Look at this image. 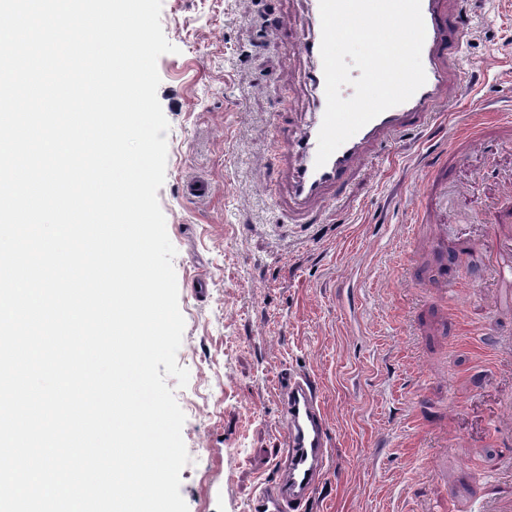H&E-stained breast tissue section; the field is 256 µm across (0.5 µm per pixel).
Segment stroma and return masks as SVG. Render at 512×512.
I'll list each match as a JSON object with an SVG mask.
<instances>
[{"label": "stroma", "mask_w": 512, "mask_h": 512, "mask_svg": "<svg viewBox=\"0 0 512 512\" xmlns=\"http://www.w3.org/2000/svg\"><path fill=\"white\" fill-rule=\"evenodd\" d=\"M277 19L295 31L311 23L303 0H162L161 25L177 48L157 62L169 122L157 196L185 320L177 358L189 381H167L186 416L181 495L188 512H246L283 452L281 377L307 372L322 387L332 448L306 512H476L481 461L512 440V422L491 426L512 409V369L471 391L474 355L457 346L459 324L427 290L430 227L408 239L403 227L424 189L422 160L447 149L460 117L512 111V0H473L461 66L476 83L440 105L426 133L377 152L346 194L319 204L317 224L275 202L287 194L288 163H271L274 126L305 124L312 110L309 61L266 35ZM511 173L512 142L461 156L448 200V232L472 248L455 266L458 297L487 308L488 336L506 350L512 306L491 286L492 228L475 203ZM198 183L207 194L192 193ZM409 377L446 406L431 434L400 421ZM218 477L223 496L205 499Z\"/></svg>", "instance_id": "35a3bbf8"}]
</instances>
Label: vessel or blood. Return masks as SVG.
<instances>
[{"instance_id":"1","label":"vessel or blood","mask_w":512,"mask_h":512,"mask_svg":"<svg viewBox=\"0 0 512 512\" xmlns=\"http://www.w3.org/2000/svg\"><path fill=\"white\" fill-rule=\"evenodd\" d=\"M471 0H421L426 27L422 50L425 84L405 103L394 106L371 120L341 145L323 166H316L318 134L326 108L325 81L320 54L322 36L319 0H308L310 31L295 35L294 44L306 56L311 69L307 81L313 91V116L301 131L281 127L275 147L278 157L288 160V208L295 215L309 216L310 206L327 195H343L351 183L364 175L378 149L392 145L405 132L431 128L436 107L447 93L460 90L463 73L459 59L469 36L465 19ZM492 136L512 138V119L503 117L488 123H465L454 135L447 153L429 160L432 174L428 189L415 213L414 224L406 225L413 232L415 224L431 227V246L437 252V289L453 292L457 281L448 268L449 254H464L467 238L449 237L447 224L436 221L448 197V182L461 153L479 148ZM486 210L495 226L488 250L492 280L502 296L512 295V200L501 194L487 204ZM450 316L463 322L468 342L475 346L477 363L466 380L473 389H481L488 375L500 365L498 345L484 336L487 311L465 308L450 303ZM413 403L409 405L404 423L407 428L423 431L433 421V410L421 405L420 388L409 387ZM283 409L281 430L284 439L277 477L256 494L249 512H302L324 474L330 454V425L324 414L322 388L315 376L306 373L289 375L279 390ZM487 481L481 496L488 507L512 502V477L502 474L501 458L493 455L483 461Z\"/></svg>"}]
</instances>
